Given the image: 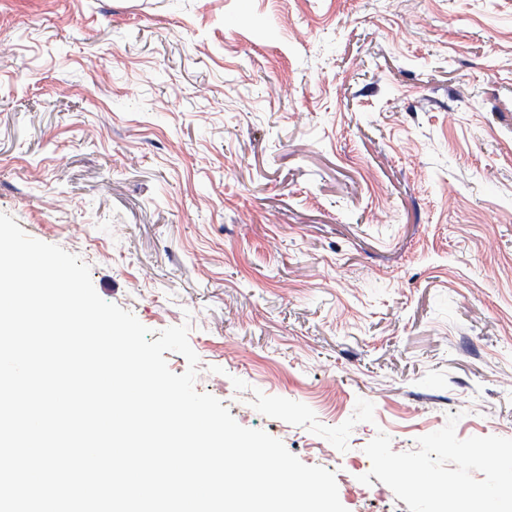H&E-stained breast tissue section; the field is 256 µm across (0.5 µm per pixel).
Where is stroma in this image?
I'll use <instances>...</instances> for the list:
<instances>
[{"mask_svg":"<svg viewBox=\"0 0 512 512\" xmlns=\"http://www.w3.org/2000/svg\"><path fill=\"white\" fill-rule=\"evenodd\" d=\"M0 213L347 512L512 463V0H0Z\"/></svg>","mask_w":512,"mask_h":512,"instance_id":"35a3bbf8","label":"stroma"}]
</instances>
